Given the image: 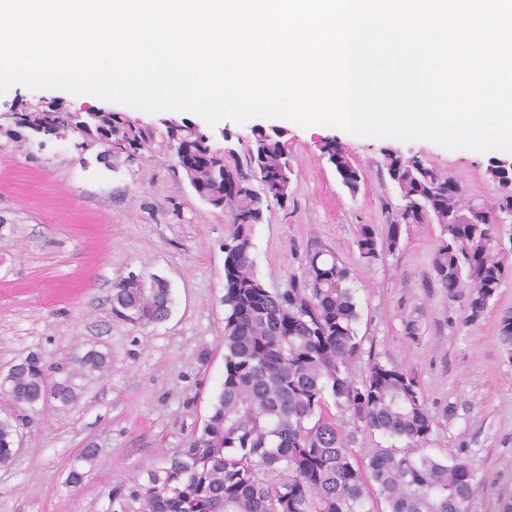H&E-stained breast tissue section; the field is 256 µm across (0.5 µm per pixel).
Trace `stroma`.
Returning a JSON list of instances; mask_svg holds the SVG:
<instances>
[{
	"label": "stroma",
	"instance_id": "stroma-1",
	"mask_svg": "<svg viewBox=\"0 0 512 512\" xmlns=\"http://www.w3.org/2000/svg\"><path fill=\"white\" fill-rule=\"evenodd\" d=\"M50 105L120 113L145 141L108 155L80 132L15 128L13 112ZM171 121L207 135L242 173L254 127L287 131L291 191L253 227L257 278L268 290H285L318 251L346 266L362 343L354 381L365 380L374 359L415 373L433 420L426 452L469 462V512H499L501 500L512 498V342L499 331L501 315L512 313V278L480 320L467 324L461 302L449 301L434 280L438 224L404 227L399 247L370 264L357 247L361 225L385 230L402 206L382 165L383 148L418 155L455 176L467 203L498 196L485 175L488 153L280 118L211 126L190 112L148 113L22 85L0 95V375L31 353L54 379L91 349L109 363L81 379L72 405L42 401L24 418L0 397V420L18 424L14 458L0 465V512H112V487L133 485L185 447L212 410L224 381V240L235 205L216 208L195 193L175 162ZM330 141L361 167L357 191L324 156L321 145ZM132 273L167 281L165 320L135 327L113 317L112 284ZM411 321L417 333L408 330ZM90 443L97 452L87 462L79 454ZM74 469L85 474L76 487L67 482Z\"/></svg>",
	"mask_w": 512,
	"mask_h": 512
}]
</instances>
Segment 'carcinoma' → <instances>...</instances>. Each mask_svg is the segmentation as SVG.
<instances>
[{
  "label": "carcinoma",
  "mask_w": 512,
  "mask_h": 512,
  "mask_svg": "<svg viewBox=\"0 0 512 512\" xmlns=\"http://www.w3.org/2000/svg\"><path fill=\"white\" fill-rule=\"evenodd\" d=\"M89 119L56 110L39 112L36 122L51 126L65 118ZM91 127L111 137L120 150H137L144 136L126 128L112 112H99ZM247 150L248 177L224 164V155L205 137L182 126L169 138L182 148L211 153L206 167L190 169L186 179L205 201H219L227 186L243 184L236 199L233 229L224 243V272L234 284L224 289V382L202 429L176 455L146 473L129 488H112V502L140 503L139 512H468L473 470L466 461L442 463L421 453L367 448L366 462L352 461L349 445L355 431L326 411L331 401L357 422L356 431L390 438L424 441L432 418L417 377L379 361L358 385L352 367L361 355L355 323L359 318L349 270L336 259L313 255L305 279L272 292L254 273L253 225L271 202L288 198L291 177L283 172L290 154L287 141L256 127ZM384 167L404 201L401 223L380 235L371 224L360 226L357 246L368 264L383 250H395L402 225L423 218L439 224L440 244L432 269L448 299H463L467 320L490 306L505 278L512 274L499 247L491 214L503 202L512 207V178L488 160L486 175L499 196L491 205L463 206L448 195V174L417 155L386 148ZM351 192L359 188L344 177L353 166L342 145L328 157ZM267 182V190L251 181ZM169 313L168 286L156 277L147 283L130 275L112 285V315L133 325L164 320ZM107 356L90 350L71 372L49 380L42 359L30 354L13 365L0 390L12 403L31 408L47 396L64 405L79 394L75 379L102 372ZM17 426L0 420V464L13 456Z\"/></svg>",
  "instance_id": "cac0c4a2"
}]
</instances>
